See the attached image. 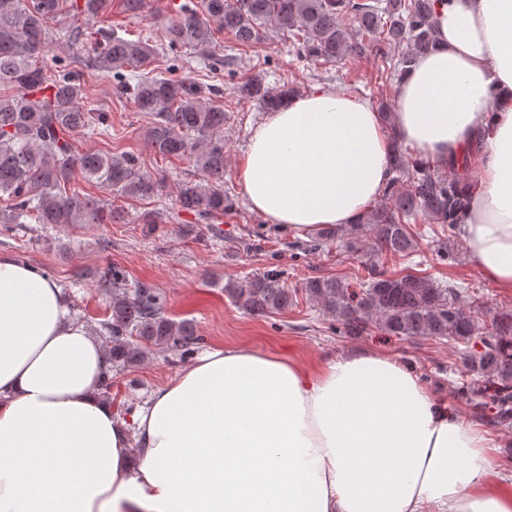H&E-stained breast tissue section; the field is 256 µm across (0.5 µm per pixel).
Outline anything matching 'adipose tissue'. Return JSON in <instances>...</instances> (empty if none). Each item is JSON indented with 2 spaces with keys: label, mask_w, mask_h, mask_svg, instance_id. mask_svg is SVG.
<instances>
[{
  "label": "adipose tissue",
  "mask_w": 512,
  "mask_h": 512,
  "mask_svg": "<svg viewBox=\"0 0 512 512\" xmlns=\"http://www.w3.org/2000/svg\"><path fill=\"white\" fill-rule=\"evenodd\" d=\"M437 46L393 110L315 88L252 127L251 210L295 236L354 223L393 140L434 167L473 151L469 261L512 292V0H442ZM105 347L34 266L0 254V512H512L490 439L397 358L353 349L310 368L206 351L130 418L102 395Z\"/></svg>",
  "instance_id": "adipose-tissue-1"
}]
</instances>
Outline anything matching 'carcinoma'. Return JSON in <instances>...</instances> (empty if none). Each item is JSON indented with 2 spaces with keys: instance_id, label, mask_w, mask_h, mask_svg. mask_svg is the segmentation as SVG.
<instances>
[{
  "instance_id": "1",
  "label": "carcinoma",
  "mask_w": 512,
  "mask_h": 512,
  "mask_svg": "<svg viewBox=\"0 0 512 512\" xmlns=\"http://www.w3.org/2000/svg\"><path fill=\"white\" fill-rule=\"evenodd\" d=\"M436 0H190L179 5L163 27V42L149 36L125 38L110 28L96 32L97 47L81 52L85 29L76 25L62 37L75 49L66 59H48L57 39L51 23L64 7L83 20L98 18L112 0H0V224H121L125 212L106 200L85 197L71 188L74 173L118 198L151 199L164 188V178L141 169L127 153L78 152L70 136L108 130V115L82 105L85 72L112 75L120 91L129 92L137 111L150 116L145 138L163 157L189 156L200 179L177 188L178 211L197 222L234 208L224 191V141L215 133L224 128V107L206 101L205 88L175 69L161 76L151 64L156 57L185 47L214 60L213 70L232 73L236 56L216 51L214 31L230 32L241 45L254 44L267 32L288 36L302 60L334 63L348 56L373 58L384 71L398 77L416 58L436 45ZM241 100L254 101L267 111L299 93L284 84L278 93L253 76L236 85ZM437 172L393 142L390 177L384 202L343 228L325 227L312 239L318 250L341 240L350 249L366 243L361 261L364 276L351 283L337 277H309L301 286L306 298L330 316L339 330L357 336L370 327L400 337L446 340L462 347L467 377L478 375L493 383V393L462 384L466 392L485 399L500 419L512 417V308L492 316L485 335L461 301V289L438 287L421 273L390 275L376 259H404L416 248L411 222L441 225L453 237L464 223L468 206L462 174ZM104 279L115 291L111 318L104 323L110 336L111 367L128 368L144 360L152 346L185 347L196 340L193 324L166 316L160 298L140 286L120 290L119 276L109 270ZM224 294L244 312L264 317L294 305L295 293L283 272L267 270L244 282L224 285Z\"/></svg>"
}]
</instances>
